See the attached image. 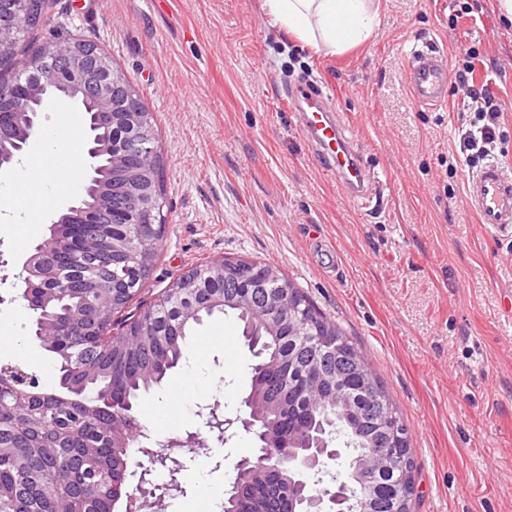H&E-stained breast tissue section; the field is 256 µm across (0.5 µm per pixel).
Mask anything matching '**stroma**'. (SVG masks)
<instances>
[{
    "label": "stroma",
    "mask_w": 512,
    "mask_h": 512,
    "mask_svg": "<svg viewBox=\"0 0 512 512\" xmlns=\"http://www.w3.org/2000/svg\"><path fill=\"white\" fill-rule=\"evenodd\" d=\"M453 18L452 0H379L374 36L326 57L276 34L259 0H51L13 57L53 35L95 42L123 70L152 113L162 156L166 224L154 266L129 313L184 271L224 258L277 267L368 354L395 399L415 464L413 512H512V239L484 232L463 194L475 166L459 150L469 114L461 96L421 107L405 83L415 40L448 58L474 47L501 101H512V26L498 0ZM299 84L331 98L367 165L387 184L355 201L323 175L288 108ZM68 100L42 116L37 175H0V365L41 385L57 370L29 334L19 277L56 213L83 191L85 174L56 175L85 141ZM186 364L137 409L154 438L185 435L201 404L237 416L250 388L252 354L234 319L197 326ZM254 438L186 453L185 495L153 512H220L235 464Z\"/></svg>",
    "instance_id": "stroma-1"
}]
</instances>
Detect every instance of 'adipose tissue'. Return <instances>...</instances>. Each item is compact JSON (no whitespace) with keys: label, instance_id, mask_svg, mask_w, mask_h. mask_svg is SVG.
Wrapping results in <instances>:
<instances>
[{"label":"adipose tissue","instance_id":"obj_1","mask_svg":"<svg viewBox=\"0 0 512 512\" xmlns=\"http://www.w3.org/2000/svg\"><path fill=\"white\" fill-rule=\"evenodd\" d=\"M261 8L274 27L327 56L368 41L379 24L376 0H261Z\"/></svg>","mask_w":512,"mask_h":512}]
</instances>
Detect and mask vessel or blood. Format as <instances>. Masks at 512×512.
Segmentation results:
<instances>
[{
    "label": "vessel or blood",
    "instance_id": "b4317fda",
    "mask_svg": "<svg viewBox=\"0 0 512 512\" xmlns=\"http://www.w3.org/2000/svg\"><path fill=\"white\" fill-rule=\"evenodd\" d=\"M405 76L417 105L436 107L447 103L450 71L444 52L429 45L413 49ZM291 100L297 122L324 170L350 198L370 199L374 186L370 171L339 114L320 94L299 92ZM464 202L485 232L512 238L511 167L492 162L472 173L465 183Z\"/></svg>",
    "mask_w": 512,
    "mask_h": 512
}]
</instances>
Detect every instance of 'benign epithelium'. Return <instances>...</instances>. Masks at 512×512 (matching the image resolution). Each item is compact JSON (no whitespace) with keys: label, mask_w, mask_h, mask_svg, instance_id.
Instances as JSON below:
<instances>
[{"label":"benign epithelium","mask_w":512,"mask_h":512,"mask_svg":"<svg viewBox=\"0 0 512 512\" xmlns=\"http://www.w3.org/2000/svg\"><path fill=\"white\" fill-rule=\"evenodd\" d=\"M12 15L0 14V48L8 50L12 47L22 22L30 15L32 0H13ZM15 69L23 79L4 83L0 81V172L13 171L16 161L15 153L20 151L22 144L32 132L39 131V114L48 96L61 91H69L81 98L86 109L107 121L116 118L124 124L136 129L130 137L124 152L112 154L113 176L98 181L93 209L104 212L112 203V178L120 179L124 193L128 196L134 210L141 219L133 225L134 238L145 241L159 236L164 225L157 223L156 212L162 210L158 198L149 194V188L155 176V165L149 162L133 164L129 158L139 159L145 155L154 156L151 148L152 128L149 114L142 111L137 97L123 81L122 76L112 71L99 61L98 54L83 42L69 41L61 43L52 41V48L45 54H35L18 59ZM72 71L78 81L70 86L57 82L56 72ZM87 208L79 205V200L72 201L54 223L77 224L79 216ZM41 253L30 254L22 265L20 278L24 284L22 297L28 306L37 308L48 302L45 288L52 280L50 274L39 262ZM218 277L234 276L239 267L233 263L224 264L222 259H214L201 263L185 271L194 280H199L202 273ZM0 378L7 379L10 398L16 405L28 407L30 417H37L39 410L31 408L32 400L40 390L36 375L19 366L0 367ZM245 415L229 418L220 411L219 405H202L197 416L198 426L183 437L167 441L150 442V436L142 431L126 435L121 432L112 433V437L123 442L132 456H143L151 463H158L170 470L172 480L166 485L165 495L175 497L185 493L178 478L184 469L182 450L189 445L196 448L208 446V440L223 444L227 441V432L235 427H242L253 433L259 440L261 452L253 466L241 462L236 470L252 473L256 470L285 474L295 490L300 503V512H357L359 500L354 487L336 482L330 488L316 490L310 485L309 478L322 471L323 459L336 455V449L328 447L327 442L317 437L304 444L302 448L286 449L287 443L275 439L269 430L267 415L251 409V402L244 401ZM163 449L159 453L153 446ZM139 476L135 485L126 482L114 492V502L121 500L127 504L136 502L149 492L147 476L152 468L138 464Z\"/></svg>","instance_id":"obj_1"}]
</instances>
